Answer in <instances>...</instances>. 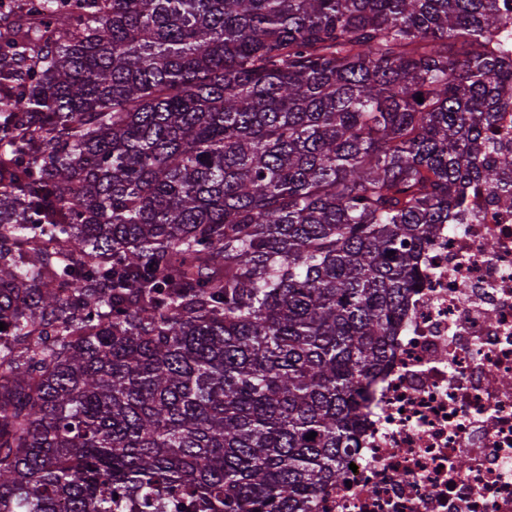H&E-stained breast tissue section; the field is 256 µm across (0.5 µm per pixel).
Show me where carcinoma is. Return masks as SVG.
I'll list each match as a JSON object with an SVG mask.
<instances>
[{
	"label": "carcinoma",
	"instance_id": "carcinoma-1",
	"mask_svg": "<svg viewBox=\"0 0 512 512\" xmlns=\"http://www.w3.org/2000/svg\"><path fill=\"white\" fill-rule=\"evenodd\" d=\"M511 19L0 0V512H316L436 225L512 209Z\"/></svg>",
	"mask_w": 512,
	"mask_h": 512
}]
</instances>
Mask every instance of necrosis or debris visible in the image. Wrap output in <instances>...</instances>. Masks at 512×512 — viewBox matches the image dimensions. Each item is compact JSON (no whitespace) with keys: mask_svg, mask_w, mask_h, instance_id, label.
Masks as SVG:
<instances>
[{"mask_svg":"<svg viewBox=\"0 0 512 512\" xmlns=\"http://www.w3.org/2000/svg\"><path fill=\"white\" fill-rule=\"evenodd\" d=\"M469 205L422 251L356 469L318 512H512V210Z\"/></svg>","mask_w":512,"mask_h":512,"instance_id":"4bbe7bcc","label":"necrosis or debris"}]
</instances>
